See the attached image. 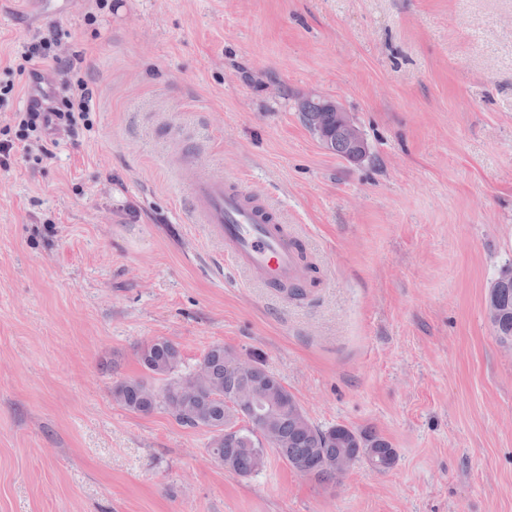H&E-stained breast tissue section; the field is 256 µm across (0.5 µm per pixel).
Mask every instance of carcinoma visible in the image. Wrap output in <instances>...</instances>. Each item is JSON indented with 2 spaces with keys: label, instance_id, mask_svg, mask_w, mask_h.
Instances as JSON below:
<instances>
[{
  "label": "carcinoma",
  "instance_id": "cac0c4a2",
  "mask_svg": "<svg viewBox=\"0 0 512 512\" xmlns=\"http://www.w3.org/2000/svg\"><path fill=\"white\" fill-rule=\"evenodd\" d=\"M487 303L494 309L488 321L499 342L512 344V276H500L494 281ZM236 355L234 349L214 344L199 361L203 371L183 375L179 373L182 363L179 345L165 338L154 339L141 346L139 360L147 378L164 380L163 387L155 389L147 378L120 379L112 385V397L131 412L149 415L162 408L183 426L207 430L209 455L240 476L252 475L265 464L264 449L256 447L257 438L246 431L233 447H224V429L240 422L239 410L228 400V394L244 385L258 390L271 407L266 430L277 443L278 456L309 479L319 484L336 482V459L355 452L358 439L365 442L359 458L372 466L384 461L390 467L395 464L392 444L373 428L352 433L344 425L309 429V418L302 407L297 406L289 413L282 410L284 404L296 401L283 382L272 378V372L256 357L251 376L235 374L232 367ZM190 384L197 395H184L185 387Z\"/></svg>",
  "mask_w": 512,
  "mask_h": 512
}]
</instances>
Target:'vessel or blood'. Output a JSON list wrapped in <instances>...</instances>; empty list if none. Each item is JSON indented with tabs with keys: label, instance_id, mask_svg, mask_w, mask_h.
Masks as SVG:
<instances>
[{
	"label": "vessel or blood",
	"instance_id": "b4317fda",
	"mask_svg": "<svg viewBox=\"0 0 512 512\" xmlns=\"http://www.w3.org/2000/svg\"><path fill=\"white\" fill-rule=\"evenodd\" d=\"M175 173L187 196L185 223L206 225L238 269L259 276L273 288L303 281L307 271L296 238L287 225L275 222L270 206L190 163H181Z\"/></svg>",
	"mask_w": 512,
	"mask_h": 512
}]
</instances>
